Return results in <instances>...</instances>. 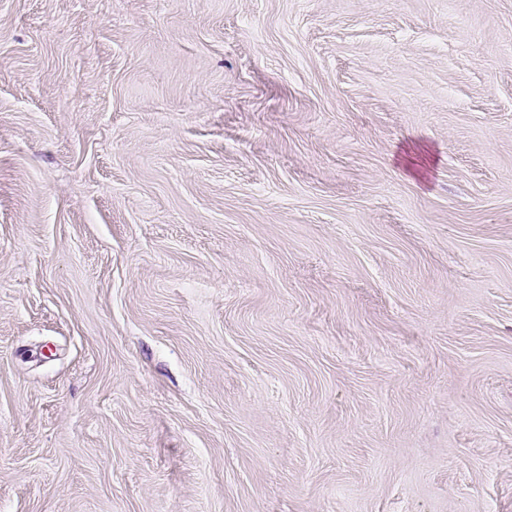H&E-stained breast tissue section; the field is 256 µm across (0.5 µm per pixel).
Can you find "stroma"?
<instances>
[{
	"label": "stroma",
	"instance_id": "obj_1",
	"mask_svg": "<svg viewBox=\"0 0 512 512\" xmlns=\"http://www.w3.org/2000/svg\"><path fill=\"white\" fill-rule=\"evenodd\" d=\"M0 512H512V0H0Z\"/></svg>",
	"mask_w": 512,
	"mask_h": 512
}]
</instances>
